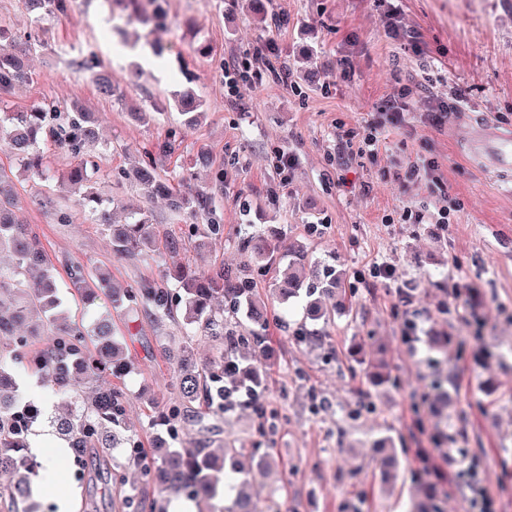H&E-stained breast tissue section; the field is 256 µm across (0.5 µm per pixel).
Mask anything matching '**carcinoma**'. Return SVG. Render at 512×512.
Segmentation results:
<instances>
[{"label": "carcinoma", "instance_id": "obj_1", "mask_svg": "<svg viewBox=\"0 0 512 512\" xmlns=\"http://www.w3.org/2000/svg\"><path fill=\"white\" fill-rule=\"evenodd\" d=\"M113 2L132 6L134 17L142 24L155 16L148 7L157 0ZM25 4L39 17H55L67 12L69 0H25ZM31 49L30 43L21 42L8 29L0 27V97L32 80V73L23 62ZM82 65L94 70V82L101 96L111 98L117 94L112 75L100 63L85 57ZM176 102L186 115L187 124L199 122L202 100L186 91L177 95ZM72 111L74 117L58 123L40 106L27 112H1L0 139L7 141L24 171L34 180L55 177L42 145L49 143L69 152L74 162L64 179L80 190L76 205L85 219L107 227L113 251L135 255L151 248L172 252L180 249L183 243L179 238L169 236L162 241L154 237L151 219L145 212L131 222L112 223V215L103 207L99 193L86 189L90 177L83 155L99 144V132L91 113L77 106ZM178 148L173 136L151 150L144 149V159L127 176L146 196L168 195L176 212L207 215L212 211L211 193L204 190L179 193L172 180H163L157 173L155 155H171ZM12 194L10 178L0 172V251L6 248L13 256L11 265L0 266V473L10 478V486L0 492V497L7 496L4 502L7 512H42V508L30 503L31 476L36 463L27 455L26 448L31 427L42 420L43 413L30 403L17 405L14 368L19 366L52 380L49 398L62 399L66 413L60 418H50L49 423L68 443L79 478L92 477L88 461L93 454L113 461L122 456L126 465L138 467L148 477V482L133 497L134 512H166V507L155 499L157 491L215 501L217 506L211 512H256V507L241 495L225 497L226 490L232 486L231 479L242 472L241 458L246 456V449L226 445L216 452L166 442L162 447L163 457L155 461L137 440L122 434L126 401L120 391L98 386L85 397L69 395L81 379L95 382L105 375L125 372L124 348L113 335L112 321L98 319L90 327L76 323L65 310L61 296L65 287L92 305L108 276L101 271L91 273L77 263L68 267L69 282L60 284L33 228L11 208ZM241 249L250 259L260 261L271 246L264 244L263 236L249 235L241 241ZM176 282L185 304L186 339L200 330L205 337L219 343V348L214 358L200 367L188 364L182 355L177 356L180 396L189 404L198 403V408L187 413L174 406L161 413L159 422L168 426L172 435L179 421L200 423L209 414H224L225 406L231 402L226 393L255 394L262 387L257 369L243 366L245 354L240 352V346L248 343L257 346L265 341L263 327L267 313L266 306L256 300L250 289L232 286L222 267L205 271L189 262L176 276ZM340 284V276L327 265L307 274L290 272L276 283L275 291L283 303L303 292L313 296L308 315L318 321L326 317L322 299L333 298ZM230 295L247 302L253 328L246 335L234 333L224 326L223 316L213 313V301ZM122 305L130 308L147 305L158 320L173 317L167 276L111 297L110 306ZM88 337L92 341L90 347L85 344Z\"/></svg>", "mask_w": 512, "mask_h": 512}]
</instances>
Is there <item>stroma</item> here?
<instances>
[{
  "label": "stroma",
  "mask_w": 512,
  "mask_h": 512,
  "mask_svg": "<svg viewBox=\"0 0 512 512\" xmlns=\"http://www.w3.org/2000/svg\"><path fill=\"white\" fill-rule=\"evenodd\" d=\"M161 0L162 26L130 22L117 35L122 7L111 0H75L66 16L34 18L22 0H0V24L32 33L30 83L0 100L23 112L51 100L95 113L101 143L88 170L116 222L133 211L150 214L161 236L183 238L177 252L115 254L103 226L71 211L56 182L25 176L0 145V169L13 177L15 206L35 228L41 246L65 279L70 263L105 270L111 287L129 289L159 279L187 260L220 266L267 299L264 345L250 360L263 375L258 406L238 403L203 424L179 423L177 441L192 448L234 442L252 449L244 460V490L278 512H411L437 495L442 512H512V177L494 158L474 157L471 144L485 125L512 127V0ZM397 15L421 35L410 49L391 38ZM111 70L117 96H100L79 64L87 49ZM274 54L289 81L255 60ZM249 71L228 89L224 70ZM407 88L406 132L391 133L378 155L346 149L380 103ZM465 97L442 126L424 116L432 99ZM204 103L199 125L185 127L175 92ZM155 113L140 122L133 107ZM180 130L183 143L157 156L161 174L182 171L191 188L224 190L212 215L224 232L200 240L188 220L163 198L145 202L121 179L143 147ZM294 156L280 171L279 152ZM434 157L448 202H462L446 230L409 224L404 210L431 203L416 177L394 180L398 169ZM70 211L59 223L57 211ZM280 229L270 259L248 262L241 240L264 225ZM305 247L312 262L332 264L346 297L327 322L307 319L306 298L279 303L272 293L287 267L288 247ZM394 267L375 279V263ZM111 310L132 371L124 381L127 423L143 448L159 431L153 403L178 400L177 368L166 347L181 338L182 317L156 320L152 311ZM315 329L320 340L297 341ZM386 363L391 384L375 387L373 365ZM447 406H423L434 376ZM72 512H128L142 477L119 470L111 496L80 486L63 460Z\"/></svg>",
  "instance_id": "stroma-1"
}]
</instances>
